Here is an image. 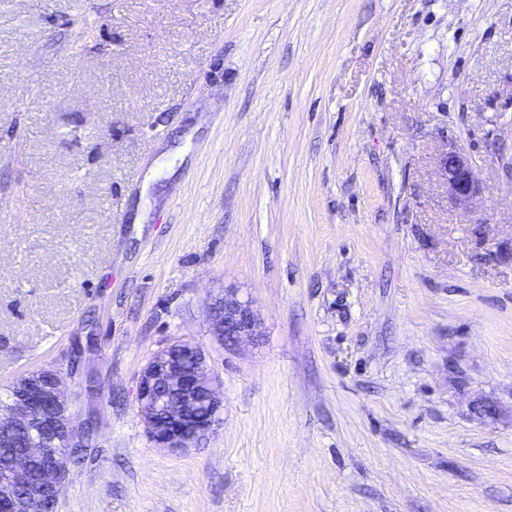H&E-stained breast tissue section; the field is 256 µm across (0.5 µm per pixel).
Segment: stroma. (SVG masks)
<instances>
[{
	"instance_id": "stroma-1",
	"label": "stroma",
	"mask_w": 512,
	"mask_h": 512,
	"mask_svg": "<svg viewBox=\"0 0 512 512\" xmlns=\"http://www.w3.org/2000/svg\"><path fill=\"white\" fill-rule=\"evenodd\" d=\"M179 340L224 409L167 450ZM40 369L96 419L57 512H512V0H0V389ZM439 167L448 187V199L467 211L481 194L472 160L456 146H449L439 159ZM210 326L215 336L228 348L260 336L262 318L249 300H243L233 289L214 297L209 306ZM168 394L163 418L155 409V388ZM139 414L150 438L162 448H187L208 435L219 422L223 398L203 350L179 341L156 353L143 368L138 388ZM206 404L209 415L201 414Z\"/></svg>"
}]
</instances>
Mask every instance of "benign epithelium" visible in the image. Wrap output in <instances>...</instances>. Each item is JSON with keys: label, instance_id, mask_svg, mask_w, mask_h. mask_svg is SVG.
Returning a JSON list of instances; mask_svg holds the SVG:
<instances>
[{"label": "benign epithelium", "instance_id": "1", "mask_svg": "<svg viewBox=\"0 0 512 512\" xmlns=\"http://www.w3.org/2000/svg\"><path fill=\"white\" fill-rule=\"evenodd\" d=\"M448 187V199L466 211L480 196L481 188L472 160L451 146L439 159ZM208 314L213 334L228 348L260 336L262 318L248 300L233 289L214 297ZM59 370L31 372L26 384L0 419V447L8 448L20 431L33 424L43 428L42 443L15 456L0 476V512H53L69 475L59 456L62 444L85 448L95 427L75 425L71 401L63 390ZM163 386L168 401L163 417L157 416L154 392ZM139 414L150 438L162 448H187L208 435L219 422L223 398L203 350L188 341L173 343L156 353L143 368L138 388ZM207 405L209 415L201 414Z\"/></svg>", "mask_w": 512, "mask_h": 512}]
</instances>
